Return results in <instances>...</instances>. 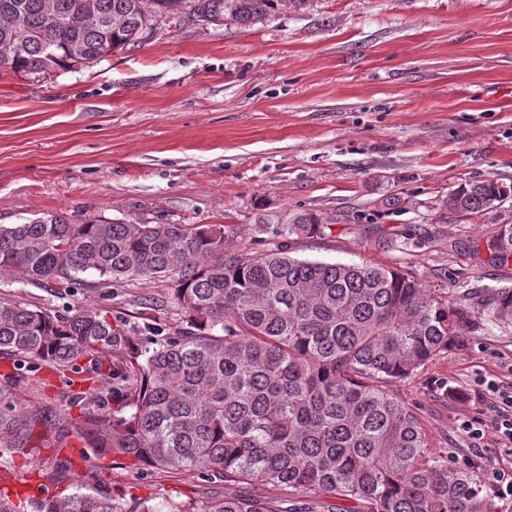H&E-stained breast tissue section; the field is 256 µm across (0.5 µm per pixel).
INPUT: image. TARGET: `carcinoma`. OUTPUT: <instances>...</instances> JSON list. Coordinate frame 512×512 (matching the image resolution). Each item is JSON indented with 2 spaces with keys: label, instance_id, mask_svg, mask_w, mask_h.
Returning a JSON list of instances; mask_svg holds the SVG:
<instances>
[{
  "label": "carcinoma",
  "instance_id": "cac0c4a2",
  "mask_svg": "<svg viewBox=\"0 0 512 512\" xmlns=\"http://www.w3.org/2000/svg\"><path fill=\"white\" fill-rule=\"evenodd\" d=\"M305 0H0V64L48 76L88 66L141 42L158 25L250 27L278 6ZM512 195L496 180L458 185L441 209L462 216ZM315 213L285 224L286 236H320ZM493 260L512 261V225L488 239ZM93 271L103 285L162 281L187 319L181 334L143 348L84 308L58 314L0 300V352L16 371L43 364L99 381L104 354L125 361L128 393L118 413L81 388L78 417L28 411L0 383V462L37 459L84 444L83 457L115 456L158 470H184L234 484L261 483L320 499L323 512H507L477 467L431 448L417 414L388 389L466 338L512 328V288L439 296L382 267L288 256L224 254L222 224L73 223L50 215L0 224V276L70 285ZM48 491L0 512H123L109 495ZM166 512H290L250 496Z\"/></svg>",
  "mask_w": 512,
  "mask_h": 512
}]
</instances>
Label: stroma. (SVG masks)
Masks as SVG:
<instances>
[{
    "instance_id": "obj_1",
    "label": "stroma",
    "mask_w": 512,
    "mask_h": 512,
    "mask_svg": "<svg viewBox=\"0 0 512 512\" xmlns=\"http://www.w3.org/2000/svg\"><path fill=\"white\" fill-rule=\"evenodd\" d=\"M512 0H307L243 28L194 24L144 38L90 67L47 77L0 67V224L48 214L74 222L220 224L224 252L392 269L440 295L512 287L491 259L492 229L512 225V197L488 213L441 220L468 181L512 183ZM318 237L281 234L305 213ZM106 314L133 342L186 326L166 283L25 285L0 299ZM496 392H488V384ZM389 389L419 416L431 447L479 464L492 492L512 478L497 433V392H512V332L492 329ZM29 409L69 404L48 367L17 377ZM483 432L474 442L464 423ZM52 451L0 464V488L38 495ZM96 491L124 508L245 494L280 498L185 471L97 463Z\"/></svg>"
}]
</instances>
